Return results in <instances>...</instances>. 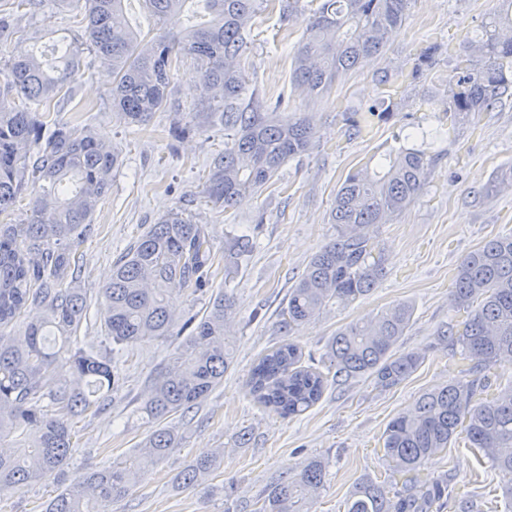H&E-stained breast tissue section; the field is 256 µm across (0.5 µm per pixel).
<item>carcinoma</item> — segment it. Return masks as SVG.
<instances>
[{
  "mask_svg": "<svg viewBox=\"0 0 512 512\" xmlns=\"http://www.w3.org/2000/svg\"><path fill=\"white\" fill-rule=\"evenodd\" d=\"M41 0H0V49L34 15ZM125 0H60L84 4L83 26L52 48V58L34 47L5 62L0 79V491L28 487L60 475L74 447L73 420L96 410L119 381L112 359L83 346L77 333L88 304L72 287L80 246L99 203L111 188L121 153L88 127L43 120L39 107L70 91L99 61L112 70V111L132 125L148 123L164 110L181 59L199 68L202 105L208 113L182 115L173 133L200 129L198 117L217 114L224 124V152L203 175L204 194L216 208L258 193L292 159L313 148L316 131L306 112L269 115L249 93L242 55L266 0H197L205 18L180 34L161 32L148 43L130 27ZM158 24L184 12L189 0H142ZM411 0H284L281 22L302 19L294 46L293 81L308 95L323 96L343 73L385 53L389 33L405 23ZM477 44L456 60L448 90V116L473 121L512 97V0H494ZM443 54L430 44L411 67L384 66L379 85L430 74ZM435 158L421 149L400 148L374 168L348 174L331 211L336 239L309 261L288 293L280 329L288 336L333 304L368 296L384 276L383 244L369 229L388 224L421 195ZM29 198L26 217L11 219ZM252 242L235 237L224 245V269L238 272ZM213 255L207 227L175 210L149 225L118 261L102 290L104 334L117 346L145 340H177L173 364L150 383L144 412L156 422L135 453L63 487L45 512H108L139 482L143 462H158L178 447V432L165 424L172 415L204 400L234 366L228 325L233 295L217 294L198 320L176 323L166 300L176 290L209 284ZM464 320L439 333V341L467 361L468 379L423 393L411 411L386 425L381 444L389 474L365 480L347 512H433L448 492V478L422 479L421 469L461 434L506 481V512H512V385L494 388L489 371L512 357V234L486 241L459 262L450 298ZM37 307L43 318L19 337L4 334L23 310ZM414 307L398 303L336 332L327 354L334 377L370 376L393 388L420 366L421 355L397 345ZM302 351L285 340L261 355L247 386L259 405L282 417L314 406L327 376L302 365ZM198 458L181 475L191 487L215 465ZM324 464L314 459L295 478L277 481L256 512H308L307 496L320 488Z\"/></svg>",
  "mask_w": 512,
  "mask_h": 512,
  "instance_id": "obj_1",
  "label": "carcinoma"
}]
</instances>
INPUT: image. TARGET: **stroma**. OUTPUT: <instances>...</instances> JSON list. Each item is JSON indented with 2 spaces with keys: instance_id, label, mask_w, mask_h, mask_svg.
Here are the masks:
<instances>
[{
  "instance_id": "stroma-1",
  "label": "stroma",
  "mask_w": 512,
  "mask_h": 512,
  "mask_svg": "<svg viewBox=\"0 0 512 512\" xmlns=\"http://www.w3.org/2000/svg\"><path fill=\"white\" fill-rule=\"evenodd\" d=\"M493 0H412L405 24L396 30L384 58L367 62L339 79L325 97L313 101L295 88L293 46L301 22L292 30L270 16L254 34L245 53L249 87L259 97L283 99V112L310 113L317 142L309 155L290 162L268 189L242 198L233 208H212L203 194L202 176L224 150L223 123L206 121L201 132L174 137L177 114L198 111L199 72L182 61L165 110L148 125L127 126L113 113L109 99L112 74L93 63L70 92L52 102L51 120L87 125L117 147L122 165L99 204L81 247L83 265L76 285L89 304L80 336L84 343L112 356L122 381L98 412L76 419V445L66 476L73 479L109 465L139 448L152 428L141 405L149 380L168 362L172 344L140 343L114 352L101 330V290L112 266L150 224L174 209L206 225L214 259L204 291L184 290L170 298L177 322L200 316L210 298L228 291L237 314L229 327L236 341V363L222 386L188 412L169 418L181 436L178 448L150 464L129 495L114 500L109 512H224V489L232 487L237 512H253L255 502L281 476L298 475L308 462H324V483L309 512H346L359 482L388 470L380 437L397 414L412 409L419 396L438 386L464 380L458 354L438 341L440 330L460 320L450 304L458 263L486 241L512 233V192L494 188L496 177L512 171V99L481 113L471 124L451 125L448 90L453 62L441 57L430 75L384 96L373 78L383 64H406L411 49L432 42L456 46L463 37L478 38ZM82 17L79 8L60 11L44 0L23 33L7 45L16 55L29 46V33L52 37L70 34ZM389 108L368 136L352 135L346 115L369 105ZM400 147L434 154L437 164L420 198L390 224L375 226L385 248V275L367 297L347 306L327 308L291 336L314 366L326 368L325 354L338 329L393 305L407 302L413 321L398 348L416 351L423 361L401 385L385 390L373 378H333L321 399L302 415L282 419L248 395L245 386L253 362L283 340L279 311L289 289L311 257L336 236L330 220L336 191L347 174ZM493 195H486V188ZM250 234L254 250L233 278L224 276V245ZM220 453L217 467L191 487L179 474L194 460ZM423 474L448 475L451 498L440 512H459L467 501L487 508L501 497V475L477 449L452 442ZM51 479L34 487L0 492V512H42L43 503L60 489Z\"/></svg>"
}]
</instances>
